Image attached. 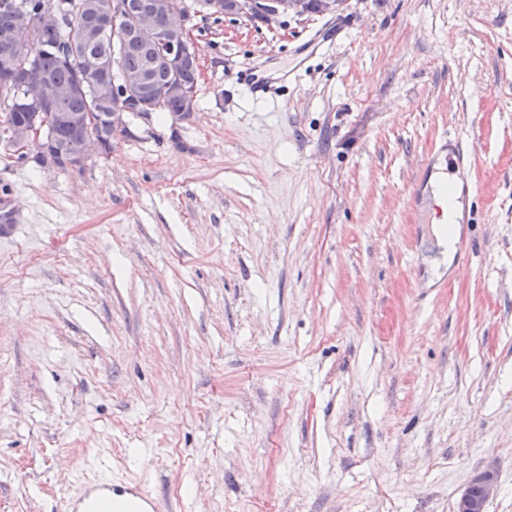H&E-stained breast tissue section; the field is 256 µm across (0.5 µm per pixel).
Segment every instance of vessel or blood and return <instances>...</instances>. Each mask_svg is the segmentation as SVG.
I'll return each mask as SVG.
<instances>
[{
    "label": "vessel or blood",
    "mask_w": 512,
    "mask_h": 512,
    "mask_svg": "<svg viewBox=\"0 0 512 512\" xmlns=\"http://www.w3.org/2000/svg\"><path fill=\"white\" fill-rule=\"evenodd\" d=\"M66 506L67 512H165L142 481L117 478L83 483Z\"/></svg>",
    "instance_id": "b4317fda"
}]
</instances>
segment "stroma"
Returning a JSON list of instances; mask_svg holds the SVG:
<instances>
[{
  "mask_svg": "<svg viewBox=\"0 0 512 512\" xmlns=\"http://www.w3.org/2000/svg\"><path fill=\"white\" fill-rule=\"evenodd\" d=\"M194 110L0 155V512H512V0L211 15ZM474 198L442 258L426 171ZM497 492V480L492 472L474 475L462 490L458 504V512H485L487 502ZM68 512H164L165 507L141 480L100 479L84 482L66 498Z\"/></svg>",
  "mask_w": 512,
  "mask_h": 512,
  "instance_id": "stroma-1",
  "label": "stroma"
}]
</instances>
